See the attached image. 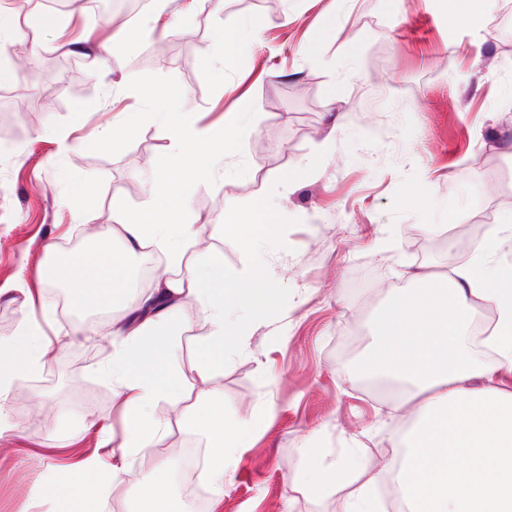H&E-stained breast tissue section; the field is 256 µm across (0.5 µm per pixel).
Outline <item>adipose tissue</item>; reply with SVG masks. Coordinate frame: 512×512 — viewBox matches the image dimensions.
<instances>
[{"instance_id": "1", "label": "adipose tissue", "mask_w": 512, "mask_h": 512, "mask_svg": "<svg viewBox=\"0 0 512 512\" xmlns=\"http://www.w3.org/2000/svg\"><path fill=\"white\" fill-rule=\"evenodd\" d=\"M174 99V92L165 90L153 101L171 151L149 184L147 201L132 211L114 195L118 228L101 231L86 245L103 271L94 289L75 273L82 263L78 255L55 258L45 280L46 287L79 299L92 293L126 304L111 323L112 359L104 367L126 417L120 445L125 459L151 446L159 429L153 411L174 395L172 381L134 372V362L175 345L186 301L197 300L206 316L204 351L214 346L228 354L245 351L258 321L273 313L271 288L256 270L224 268L206 252L187 254L199 240L189 222L190 193L209 184L218 159L191 115L175 109ZM157 198L168 203L163 224L153 215ZM248 217V223L225 225L224 235L256 255L271 239L275 215L265 200L256 199ZM502 244L499 234H491L488 242L470 248L447 280L417 275L415 289L394 291L376 312L356 372L411 386L410 398L393 404L411 415V431L398 441L394 461L379 469L354 442L335 456L304 449L293 479L308 494L336 489L344 493L341 512H388L377 488L390 484L406 512H512V390L495 384L502 367L512 368V275L495 267ZM150 246L167 259L168 268L138 290L129 260ZM477 300L497 309L480 353L469 339ZM21 334L27 340L22 350L0 343V403L12 393L17 375L35 374L54 349L37 323L24 325ZM256 430L254 419L239 415L207 426L209 479L216 489L224 487L227 457Z\"/></svg>"}]
</instances>
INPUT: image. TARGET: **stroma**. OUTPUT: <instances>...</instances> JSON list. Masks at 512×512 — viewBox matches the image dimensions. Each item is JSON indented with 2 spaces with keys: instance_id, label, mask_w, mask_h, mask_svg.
Here are the masks:
<instances>
[{
  "instance_id": "obj_1",
  "label": "stroma",
  "mask_w": 512,
  "mask_h": 512,
  "mask_svg": "<svg viewBox=\"0 0 512 512\" xmlns=\"http://www.w3.org/2000/svg\"><path fill=\"white\" fill-rule=\"evenodd\" d=\"M331 2L197 0L187 14L172 0L161 19L169 35L142 38L140 10L97 17L73 2L37 31L45 0H9L16 30L0 59L30 54L34 65L0 95V341L40 320L68 360L60 371L47 361L0 412V512H150L152 474L207 448L202 422L231 414L262 427L227 465L222 493L207 491L217 512H336V495L292 481L305 448L333 454L357 439L374 466L392 459L409 421L385 398L394 384L357 375L354 362L394 289L412 287L415 272L447 273L473 227L487 234L512 218V35L494 9L473 28L461 0ZM250 19L258 38L219 42ZM169 86L196 127L214 132L217 155L225 113L249 111L241 150L225 161L233 177L216 173L192 197L190 221L225 267L268 274L277 308L247 351L227 357L200 351L208 326L186 304L174 362L140 364L180 395L156 408L152 448L98 500L79 464L117 448L125 423L102 373L112 340L79 329L123 310L61 308L44 273L52 254L115 225L114 194L133 209L145 201L170 152L161 120L111 144L96 135L117 113L149 111ZM331 134L332 149L309 165ZM259 197L279 218L253 262L216 226Z\"/></svg>"
}]
</instances>
